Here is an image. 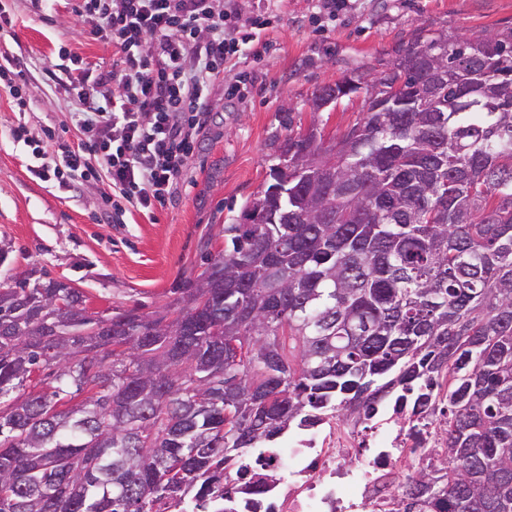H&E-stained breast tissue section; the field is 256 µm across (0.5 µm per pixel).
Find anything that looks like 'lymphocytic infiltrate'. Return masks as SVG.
<instances>
[{
	"label": "lymphocytic infiltrate",
	"mask_w": 512,
	"mask_h": 512,
	"mask_svg": "<svg viewBox=\"0 0 512 512\" xmlns=\"http://www.w3.org/2000/svg\"><path fill=\"white\" fill-rule=\"evenodd\" d=\"M75 12L93 20L90 38L105 39L115 60L91 74L82 57L62 66L59 83L76 92L86 147L48 157L30 141L38 173L51 180L104 172L112 215L149 214L181 181L207 123L202 90L250 49L269 18L251 0H77Z\"/></svg>",
	"instance_id": "obj_1"
}]
</instances>
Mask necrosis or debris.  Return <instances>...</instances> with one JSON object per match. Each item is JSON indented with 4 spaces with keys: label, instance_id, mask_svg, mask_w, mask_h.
Returning <instances> with one entry per match:
<instances>
[{
    "label": "necrosis or debris",
    "instance_id": "obj_1",
    "mask_svg": "<svg viewBox=\"0 0 512 512\" xmlns=\"http://www.w3.org/2000/svg\"><path fill=\"white\" fill-rule=\"evenodd\" d=\"M443 442L427 419L409 427L329 424L253 458L271 480L261 495L240 494L238 512H397L402 459L434 467Z\"/></svg>",
    "mask_w": 512,
    "mask_h": 512
}]
</instances>
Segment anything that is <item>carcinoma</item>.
Returning a JSON list of instances; mask_svg holds the SVG:
<instances>
[{"label": "carcinoma", "mask_w": 512, "mask_h": 512, "mask_svg": "<svg viewBox=\"0 0 512 512\" xmlns=\"http://www.w3.org/2000/svg\"><path fill=\"white\" fill-rule=\"evenodd\" d=\"M418 96L278 142L224 250L161 311L93 312L36 266L0 285V512H226L254 448L422 414L442 468L400 512H512V32L420 35L371 81Z\"/></svg>", "instance_id": "1"}]
</instances>
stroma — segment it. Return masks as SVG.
<instances>
[{"mask_svg": "<svg viewBox=\"0 0 512 512\" xmlns=\"http://www.w3.org/2000/svg\"><path fill=\"white\" fill-rule=\"evenodd\" d=\"M0 5L10 17L0 29V57L18 58L29 70L26 111L0 84V272L45 268L81 288L91 310L112 313L165 306L173 288L202 272L204 241L223 249L225 225L239 219L268 176L281 113L294 112V134L316 124L329 138L359 119L357 100L312 111L316 88L350 71L374 77L422 29L453 37L512 29V0H355L332 21L315 15L312 0H285L272 26L256 33L260 54L224 73L223 83L242 71L255 74L244 98L228 104L223 84L203 89L211 119L173 196L152 214L136 211L127 223L105 224L102 181L40 179L30 148L13 132L25 127L51 155L80 148L78 106L59 94L49 73L66 51L111 68L112 47L85 36L88 23L76 18L71 0Z\"/></svg>", "mask_w": 512, "mask_h": 512, "instance_id": "stroma-1", "label": "stroma"}]
</instances>
